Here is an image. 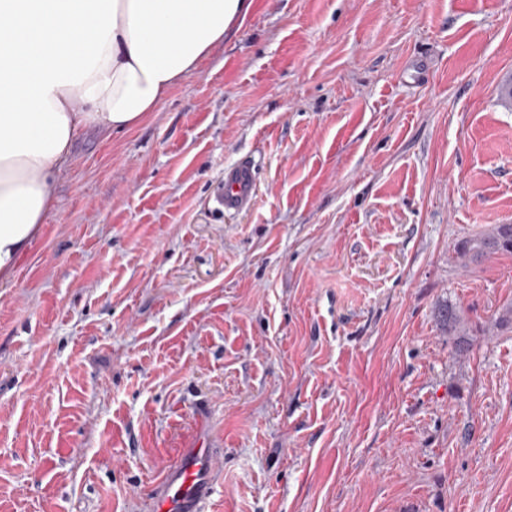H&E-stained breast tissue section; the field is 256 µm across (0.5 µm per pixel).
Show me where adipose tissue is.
<instances>
[{"label":"adipose tissue","mask_w":512,"mask_h":512,"mask_svg":"<svg viewBox=\"0 0 512 512\" xmlns=\"http://www.w3.org/2000/svg\"><path fill=\"white\" fill-rule=\"evenodd\" d=\"M251 0H0V282L56 204L87 129L128 130L196 70Z\"/></svg>","instance_id":"ef3b65f1"}]
</instances>
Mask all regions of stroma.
<instances>
[{"instance_id":"1","label":"stroma","mask_w":512,"mask_h":512,"mask_svg":"<svg viewBox=\"0 0 512 512\" xmlns=\"http://www.w3.org/2000/svg\"><path fill=\"white\" fill-rule=\"evenodd\" d=\"M509 81L512 0H253L82 136L0 285V512H150L198 442L209 512H512V254L457 251L512 224ZM257 182L256 165L249 160H240L224 168V179L212 199L224 212L247 209L253 204Z\"/></svg>"}]
</instances>
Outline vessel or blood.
Instances as JSON below:
<instances>
[{
    "instance_id": "vessel-or-blood-1",
    "label": "vessel or blood",
    "mask_w": 512,
    "mask_h": 512,
    "mask_svg": "<svg viewBox=\"0 0 512 512\" xmlns=\"http://www.w3.org/2000/svg\"><path fill=\"white\" fill-rule=\"evenodd\" d=\"M257 170L253 162L241 160L225 167L224 178L212 199L218 209L236 212L249 208L255 197ZM214 463L204 448L185 449L178 465L163 475L162 493L152 512H208L212 495Z\"/></svg>"
}]
</instances>
